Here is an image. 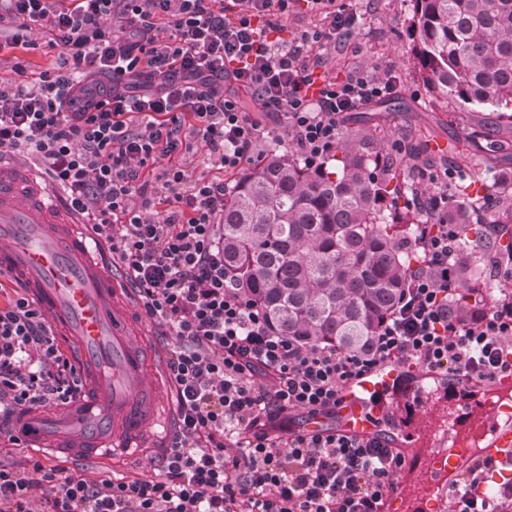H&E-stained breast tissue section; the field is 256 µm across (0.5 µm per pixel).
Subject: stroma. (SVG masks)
Listing matches in <instances>:
<instances>
[{"instance_id": "1", "label": "stroma", "mask_w": 512, "mask_h": 512, "mask_svg": "<svg viewBox=\"0 0 512 512\" xmlns=\"http://www.w3.org/2000/svg\"><path fill=\"white\" fill-rule=\"evenodd\" d=\"M363 24L350 40L320 46L325 58L327 79L343 78L362 64L378 72L392 71L400 79L397 93L350 113L346 125L370 129L374 140L371 152L380 153L385 172L397 175L403 189H411L423 181V170H450L454 177L448 183V194L460 198L468 183V165L473 160L483 164L487 182H494L512 170V133H505L506 122L494 112H466L458 104L442 109L433 105L418 80L409 59L410 0H356ZM46 34L35 26L27 32L33 46L29 49H0V83L13 77L14 63L26 62L29 72L50 67L55 53L42 51ZM503 129L498 143L469 142L459 152L448 145L458 138H468L474 124Z\"/></svg>"}]
</instances>
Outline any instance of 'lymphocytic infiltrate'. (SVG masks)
Wrapping results in <instances>:
<instances>
[{
  "label": "lymphocytic infiltrate",
  "mask_w": 512,
  "mask_h": 512,
  "mask_svg": "<svg viewBox=\"0 0 512 512\" xmlns=\"http://www.w3.org/2000/svg\"><path fill=\"white\" fill-rule=\"evenodd\" d=\"M304 5L329 19L327 31L286 34L283 18ZM358 19L346 0H0L8 46L36 24L59 54L35 75L16 64L0 86V159L34 156L68 209L91 218L141 314L171 340L177 402L156 478L0 465V512H382L403 456L304 422L334 417L342 388L387 362L478 383L512 374L511 290L476 301L466 320L448 311L462 237L448 221L447 173L430 174L429 193L408 201L432 221L417 227L420 257L367 352L276 332L224 276L230 187L188 176L176 157L198 137L232 175L279 123L307 161L325 159L349 113L399 87L391 72L321 77L314 45L350 38ZM157 205L160 220L147 214ZM82 397L47 317L13 288L0 303V400L34 415ZM499 470L475 462L449 490L448 512H512V492L490 507L483 498Z\"/></svg>",
  "instance_id": "f902f5d3"
}]
</instances>
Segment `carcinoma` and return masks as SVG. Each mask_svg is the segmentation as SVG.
Segmentation results:
<instances>
[{
  "instance_id": "1",
  "label": "carcinoma",
  "mask_w": 512,
  "mask_h": 512,
  "mask_svg": "<svg viewBox=\"0 0 512 512\" xmlns=\"http://www.w3.org/2000/svg\"><path fill=\"white\" fill-rule=\"evenodd\" d=\"M410 60L435 105L512 112V0H411ZM356 130L342 131L331 155L309 164L272 152L237 178L224 202V274L277 332L303 344L361 353L392 312L415 258L406 225L428 219L400 204L399 188ZM448 207V223L483 224L498 194ZM483 255L454 259L465 314Z\"/></svg>"
}]
</instances>
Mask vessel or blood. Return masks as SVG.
<instances>
[{
  "mask_svg": "<svg viewBox=\"0 0 512 512\" xmlns=\"http://www.w3.org/2000/svg\"><path fill=\"white\" fill-rule=\"evenodd\" d=\"M98 254L43 171L0 165V272L36 299L86 386L79 409L26 416L15 425L22 448L42 457L66 448L91 460L141 459L149 442L169 431L176 411L154 387L165 359L150 352L146 335L128 329L120 276ZM402 396L416 394L398 368L384 365L344 388L335 417L338 431L380 438L406 455L408 476L389 494L388 512H435L433 490L472 457L512 458L504 400L479 398L443 415L425 403L418 423L404 430L386 421L390 398Z\"/></svg>",
  "mask_w": 512,
  "mask_h": 512,
  "instance_id": "1",
  "label": "vessel or blood"
}]
</instances>
